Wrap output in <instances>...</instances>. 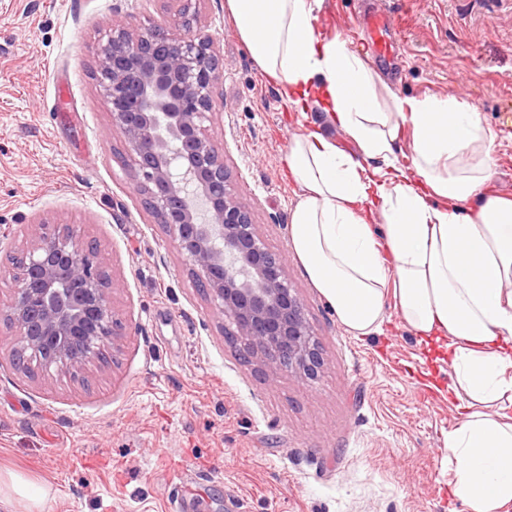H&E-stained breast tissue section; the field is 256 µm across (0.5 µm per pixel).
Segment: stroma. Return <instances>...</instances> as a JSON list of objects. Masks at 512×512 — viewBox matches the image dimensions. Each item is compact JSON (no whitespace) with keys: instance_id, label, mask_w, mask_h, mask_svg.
Returning <instances> with one entry per match:
<instances>
[{"instance_id":"1","label":"stroma","mask_w":512,"mask_h":512,"mask_svg":"<svg viewBox=\"0 0 512 512\" xmlns=\"http://www.w3.org/2000/svg\"><path fill=\"white\" fill-rule=\"evenodd\" d=\"M395 24L377 72L402 96L474 106L496 135L493 187L512 198V0H375ZM362 0H324L329 33L372 53ZM176 0H0V306L11 259L39 224L98 246L122 325L116 363L86 382L12 364L0 325V473L48 490L42 512H467L445 437L459 420L447 364L387 307L352 335L314 287L290 232L292 136L330 129L286 110L248 55L225 0H200L224 64L210 126L238 201L288 270L321 353L307 379L272 372L224 337L136 172L95 80L112 21L167 25ZM336 145L357 153L345 133Z\"/></svg>"}]
</instances>
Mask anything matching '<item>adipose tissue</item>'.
<instances>
[{"instance_id": "obj_1", "label": "adipose tissue", "mask_w": 512, "mask_h": 512, "mask_svg": "<svg viewBox=\"0 0 512 512\" xmlns=\"http://www.w3.org/2000/svg\"><path fill=\"white\" fill-rule=\"evenodd\" d=\"M323 3L226 0L285 105L318 106L360 150L318 128L291 139L295 252L349 332H380L390 295L404 324L445 353L462 410L445 443L454 494L468 512H501L512 503V199L492 190L495 137L471 105L394 92L361 52L322 32ZM405 139L406 167L395 152ZM369 160L388 168L386 181Z\"/></svg>"}]
</instances>
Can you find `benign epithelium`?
I'll return each mask as SVG.
<instances>
[{
	"label": "benign epithelium",
	"mask_w": 512,
	"mask_h": 512,
	"mask_svg": "<svg viewBox=\"0 0 512 512\" xmlns=\"http://www.w3.org/2000/svg\"><path fill=\"white\" fill-rule=\"evenodd\" d=\"M165 28L116 20L97 49L96 81L124 138L146 208L192 267L197 287L224 316V336L241 339L271 370L311 378L321 358L283 263L236 199L205 122L223 66L199 26L196 4ZM23 281L5 321L24 361L73 378L119 350L109 281L93 242L70 224H41L20 255Z\"/></svg>",
	"instance_id": "1"
}]
</instances>
